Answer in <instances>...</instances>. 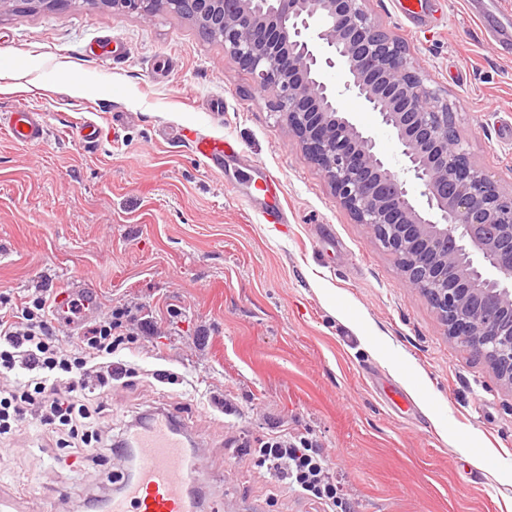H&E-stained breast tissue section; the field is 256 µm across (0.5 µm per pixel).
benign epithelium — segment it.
Masks as SVG:
<instances>
[{
  "instance_id": "benign-epithelium-1",
  "label": "benign epithelium",
  "mask_w": 512,
  "mask_h": 512,
  "mask_svg": "<svg viewBox=\"0 0 512 512\" xmlns=\"http://www.w3.org/2000/svg\"><path fill=\"white\" fill-rule=\"evenodd\" d=\"M151 19L185 16L271 93L336 199L399 260L448 338L512 392V192L473 164L455 112L365 0H103ZM344 71L338 90L326 73ZM351 92L400 146L394 169L342 106ZM416 182L419 195L409 188Z\"/></svg>"
}]
</instances>
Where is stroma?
Listing matches in <instances>:
<instances>
[{
	"instance_id": "35a3bbf8",
	"label": "stroma",
	"mask_w": 512,
	"mask_h": 512,
	"mask_svg": "<svg viewBox=\"0 0 512 512\" xmlns=\"http://www.w3.org/2000/svg\"><path fill=\"white\" fill-rule=\"evenodd\" d=\"M365 7L455 103L472 162L512 189V56L464 0H425L417 26L398 0ZM24 106L48 134L17 144L0 129V295L21 307L79 276L101 315L138 304L154 322L112 359L124 375L104 433L173 415L204 451L192 491L223 479L224 512H321L238 458L240 431L280 425L327 449L355 512H512V392L449 340L222 43L165 9L148 22L98 0L5 12L0 114ZM343 106L398 163L377 113L353 95ZM87 122L97 143L78 137ZM200 133L238 146L223 173L192 154ZM276 203L287 223H263ZM127 467L75 464L26 424L0 445V494L27 512H90Z\"/></svg>"
}]
</instances>
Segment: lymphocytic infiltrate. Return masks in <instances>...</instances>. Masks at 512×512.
<instances>
[{"instance_id": "lymphocytic-infiltrate-1", "label": "lymphocytic infiltrate", "mask_w": 512, "mask_h": 512, "mask_svg": "<svg viewBox=\"0 0 512 512\" xmlns=\"http://www.w3.org/2000/svg\"><path fill=\"white\" fill-rule=\"evenodd\" d=\"M0 297V369L28 372L25 385L0 390V438L28 422L56 435L57 445L68 449L81 462L104 465L111 449L101 447V437L92 421L86 398L95 391H108L112 372L104 361L125 343L129 325L151 331L152 323L139 307L120 305L110 315L89 326L77 340L61 343L60 325L51 307L50 294L36 296L17 310L6 307ZM240 456L266 469L285 488L325 506L328 512L346 507L344 484L331 470L329 459L312 434L273 433L260 445L247 434L238 438Z\"/></svg>"}]
</instances>
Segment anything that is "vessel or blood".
<instances>
[{"instance_id": "b4317fda", "label": "vessel or blood", "mask_w": 512, "mask_h": 512, "mask_svg": "<svg viewBox=\"0 0 512 512\" xmlns=\"http://www.w3.org/2000/svg\"><path fill=\"white\" fill-rule=\"evenodd\" d=\"M465 5L502 50H512L511 10L500 0H466ZM0 125L6 126L10 138L21 144L38 142L46 136L40 113L24 107L1 114ZM236 151V146L213 135H196L192 145L194 156L217 172L223 171L226 155ZM75 300L82 303L84 319L99 312L96 292L82 279H71L56 292L53 313L73 331L80 321L71 314ZM128 441L134 449V478L125 482L122 494L97 500L98 512H223L221 486L212 488L204 507L190 494L193 472L185 464L187 450L169 416L156 414L144 427L130 432Z\"/></svg>"}]
</instances>
